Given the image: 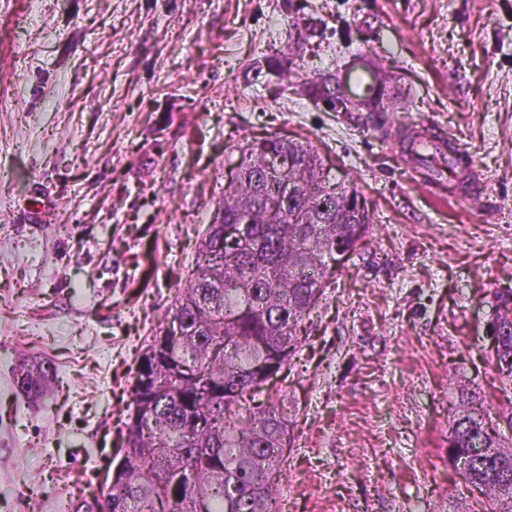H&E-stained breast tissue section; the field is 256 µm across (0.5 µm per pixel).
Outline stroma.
I'll return each instance as SVG.
<instances>
[{"instance_id":"stroma-1","label":"stroma","mask_w":512,"mask_h":512,"mask_svg":"<svg viewBox=\"0 0 512 512\" xmlns=\"http://www.w3.org/2000/svg\"><path fill=\"white\" fill-rule=\"evenodd\" d=\"M375 64L337 112L319 73ZM0 512H71L112 463L135 360L199 259L239 148L310 142L370 230L336 266L286 377L288 512H482L448 460L512 288V0H0ZM444 133L473 177L428 185L385 125ZM42 211L30 224L25 214ZM57 378L40 404L20 356ZM14 371L16 387L33 401L45 397L57 373L54 363L49 359L32 362L25 357L20 359Z\"/></svg>"}]
</instances>
